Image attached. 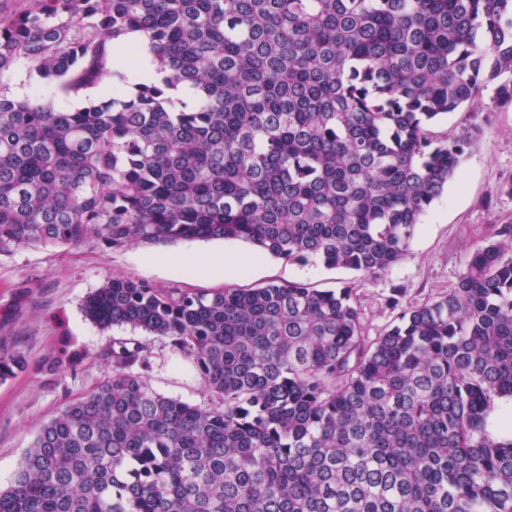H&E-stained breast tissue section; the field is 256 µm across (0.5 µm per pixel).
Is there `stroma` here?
I'll return each instance as SVG.
<instances>
[{
  "instance_id": "stroma-1",
  "label": "stroma",
  "mask_w": 512,
  "mask_h": 512,
  "mask_svg": "<svg viewBox=\"0 0 512 512\" xmlns=\"http://www.w3.org/2000/svg\"><path fill=\"white\" fill-rule=\"evenodd\" d=\"M469 126L480 129L476 145L423 216L406 255L382 275L302 265L265 254L255 268L212 277L153 264V257L168 254V247L142 244L122 249L93 243L48 245L0 257V358L19 355L24 360L23 368L0 378V488L8 486L41 426L67 402L111 376L112 363L104 353L113 339L131 337L149 346L145 377L155 390L190 404L206 401L196 368L167 338L127 328L103 330L85 317L86 297L107 276L203 293L288 281L319 289L348 285L371 337L397 324L403 312L446 294L493 226L512 224V105H496L492 90H485L473 106L449 114L433 132L443 137ZM64 344L79 354L75 367L45 375L44 359Z\"/></svg>"
}]
</instances>
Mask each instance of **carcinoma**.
Instances as JSON below:
<instances>
[{"label": "carcinoma", "mask_w": 512, "mask_h": 512, "mask_svg": "<svg viewBox=\"0 0 512 512\" xmlns=\"http://www.w3.org/2000/svg\"><path fill=\"white\" fill-rule=\"evenodd\" d=\"M136 31L154 59L133 77ZM19 63L84 104L0 85V257L223 239L376 276L479 137L430 127L493 83L512 103V0H22L0 9V74ZM84 310L168 338L208 402L157 392L133 371L148 348L113 341L112 376L40 428L0 512H512V438L491 430L512 224L375 338L348 286L111 276Z\"/></svg>", "instance_id": "1"}]
</instances>
